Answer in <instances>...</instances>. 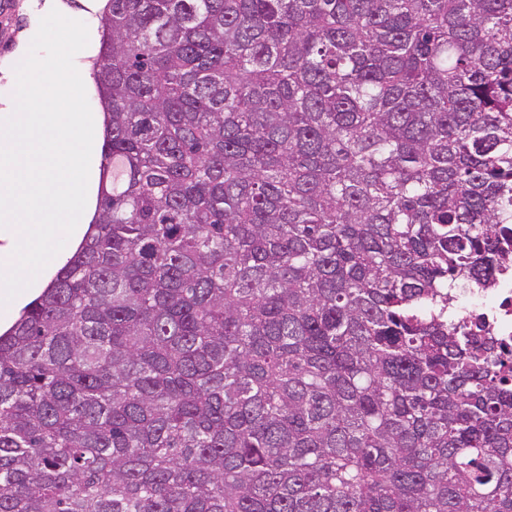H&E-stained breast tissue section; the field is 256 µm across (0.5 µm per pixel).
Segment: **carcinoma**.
<instances>
[{"label":"carcinoma","instance_id":"carcinoma-1","mask_svg":"<svg viewBox=\"0 0 512 512\" xmlns=\"http://www.w3.org/2000/svg\"><path fill=\"white\" fill-rule=\"evenodd\" d=\"M94 79L0 512H512V376L448 320L512 237V0H107Z\"/></svg>","mask_w":512,"mask_h":512}]
</instances>
